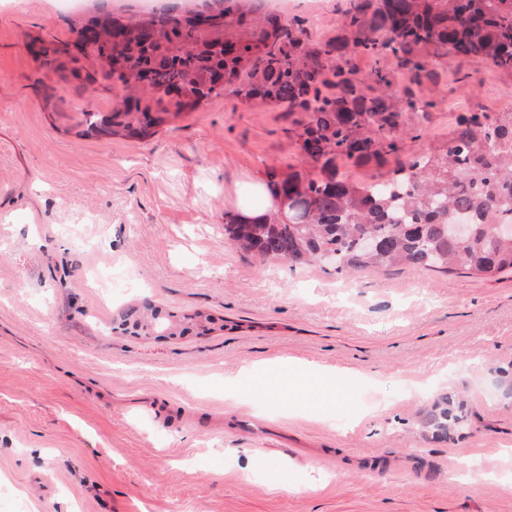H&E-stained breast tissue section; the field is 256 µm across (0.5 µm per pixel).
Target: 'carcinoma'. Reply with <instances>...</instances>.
Listing matches in <instances>:
<instances>
[{
    "mask_svg": "<svg viewBox=\"0 0 512 512\" xmlns=\"http://www.w3.org/2000/svg\"><path fill=\"white\" fill-rule=\"evenodd\" d=\"M252 31L231 40L233 27ZM347 34L310 42L307 21L284 24L270 14L255 21L237 9L209 28L170 8L110 26L104 17L83 31L90 68L120 86L122 103L111 115L83 112L87 129L110 135H146L203 99L224 91L229 77L246 97L288 103L299 112L288 132L299 142L302 170L270 175L271 199L303 198V222L271 206L259 216L224 212L229 244L245 253L293 266L331 264L337 273L392 266L450 272L458 267L482 279L512 271V238L495 226L512 225V110L480 107L457 118L445 155L422 154L400 163L384 180L350 182L339 164L382 168L401 151L396 132L404 113L417 111L408 90L395 98L363 93L354 58L392 56L417 83L434 76L431 63L452 52L478 66L512 70V0H350ZM72 41L34 51L60 78ZM467 221L470 236L453 225ZM380 240L368 254L361 240ZM465 424L462 405L444 396L419 420L436 440Z\"/></svg>",
    "mask_w": 512,
    "mask_h": 512,
    "instance_id": "obj_1",
    "label": "carcinoma"
}]
</instances>
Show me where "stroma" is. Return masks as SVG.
Masks as SVG:
<instances>
[{"mask_svg": "<svg viewBox=\"0 0 512 512\" xmlns=\"http://www.w3.org/2000/svg\"><path fill=\"white\" fill-rule=\"evenodd\" d=\"M136 2L0 0V512H512L489 478L512 448V274H339L225 245V212L301 164L287 104L228 85L151 135L90 133L85 112L119 88L60 79L29 49ZM241 2L316 18L318 42L342 34L348 0ZM435 69L415 93L437 106L404 116L400 161L444 155L463 107L512 109V70ZM110 266L142 287L97 288ZM145 302L212 330H114ZM284 357L353 370L345 401L239 397L243 366ZM444 394L468 423L436 442L416 421Z\"/></svg>", "mask_w": 512, "mask_h": 512, "instance_id": "1", "label": "stroma"}]
</instances>
